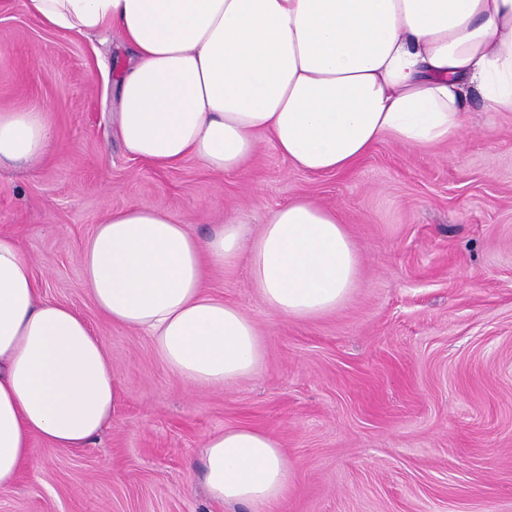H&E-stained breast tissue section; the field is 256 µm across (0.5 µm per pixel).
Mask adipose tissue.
<instances>
[{
  "mask_svg": "<svg viewBox=\"0 0 512 512\" xmlns=\"http://www.w3.org/2000/svg\"><path fill=\"white\" fill-rule=\"evenodd\" d=\"M48 28L119 30L116 132L161 167L185 159L232 173L269 134L311 174L350 170L378 141L429 147L458 139L465 100L512 112V0H22ZM45 111H0V163L50 153ZM246 260L261 300L286 317L336 310L359 258L335 210L298 197L246 239L241 221L210 234L146 206L113 210L78 257L98 312L147 333L179 379L206 389L254 374L252 320L209 295L204 260ZM120 383L102 342L69 306L41 297L18 242L0 235V489L32 462L33 437L82 448L115 418ZM208 496L267 512L295 474L269 432L240 426L201 448Z\"/></svg>",
  "mask_w": 512,
  "mask_h": 512,
  "instance_id": "obj_1",
  "label": "adipose tissue"
}]
</instances>
